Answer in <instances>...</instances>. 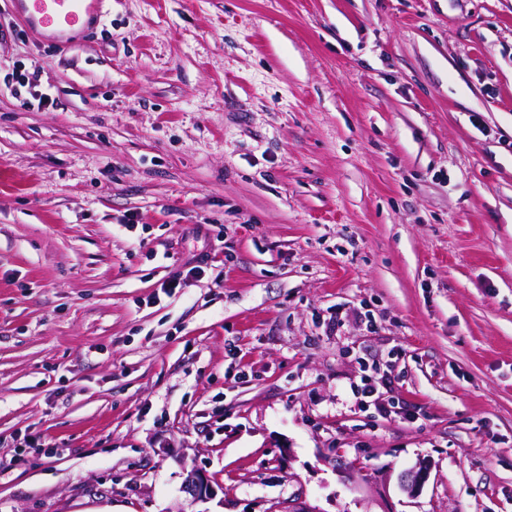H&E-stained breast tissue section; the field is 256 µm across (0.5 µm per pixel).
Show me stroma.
I'll use <instances>...</instances> for the list:
<instances>
[{"label": "stroma", "instance_id": "obj_1", "mask_svg": "<svg viewBox=\"0 0 512 512\" xmlns=\"http://www.w3.org/2000/svg\"><path fill=\"white\" fill-rule=\"evenodd\" d=\"M108 504L512 512V0H0V512ZM24 2L27 18L34 25L60 32L76 27L85 32L98 22V8L104 0H15Z\"/></svg>", "mask_w": 512, "mask_h": 512}]
</instances>
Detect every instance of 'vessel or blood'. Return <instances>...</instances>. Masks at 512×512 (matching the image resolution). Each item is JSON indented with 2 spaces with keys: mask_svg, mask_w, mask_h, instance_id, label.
I'll use <instances>...</instances> for the list:
<instances>
[{
  "mask_svg": "<svg viewBox=\"0 0 512 512\" xmlns=\"http://www.w3.org/2000/svg\"><path fill=\"white\" fill-rule=\"evenodd\" d=\"M27 18L33 24L60 32L93 29L97 9L103 0H23Z\"/></svg>",
  "mask_w": 512,
  "mask_h": 512,
  "instance_id": "1",
  "label": "vessel or blood"
}]
</instances>
